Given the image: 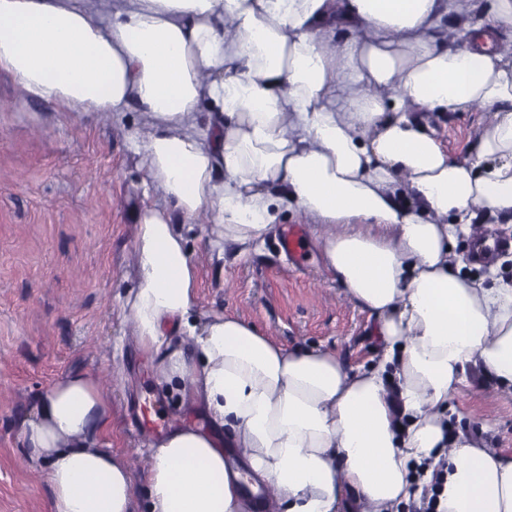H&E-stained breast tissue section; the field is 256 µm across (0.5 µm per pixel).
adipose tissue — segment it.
Instances as JSON below:
<instances>
[{"label":"adipose tissue","mask_w":512,"mask_h":512,"mask_svg":"<svg viewBox=\"0 0 512 512\" xmlns=\"http://www.w3.org/2000/svg\"><path fill=\"white\" fill-rule=\"evenodd\" d=\"M0 0V74L56 113L142 112L132 136L167 203L138 224L119 298L174 411L146 445L143 496L114 454L112 405L70 375L18 426L48 512H512V452L450 405L481 371L512 390V276L453 249L484 215L512 224V0ZM485 108L473 160L435 112ZM323 238L326 269L376 340L351 365L200 310L196 251L264 246L281 208ZM215 224L192 249L183 220Z\"/></svg>","instance_id":"obj_1"}]
</instances>
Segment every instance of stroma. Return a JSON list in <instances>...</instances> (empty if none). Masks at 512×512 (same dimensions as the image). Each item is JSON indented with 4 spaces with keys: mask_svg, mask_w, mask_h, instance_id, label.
I'll return each mask as SVG.
<instances>
[{
    "mask_svg": "<svg viewBox=\"0 0 512 512\" xmlns=\"http://www.w3.org/2000/svg\"><path fill=\"white\" fill-rule=\"evenodd\" d=\"M484 112H443L435 119L442 144L472 158ZM144 130L141 113L121 119L57 115L23 101L0 77V512H46L49 491L39 467L23 462L17 426L35 397L66 375L124 370L112 398V450L136 456L155 430L143 423L145 400L159 397L151 366L133 344L117 348L118 296L133 287L130 258L135 212L160 203L130 147ZM261 253L202 262L201 309H223L276 341L322 347L356 364L375 341L367 314L340 300L323 267V242L293 211H281ZM299 232L301 258L282 238ZM454 397L462 427L491 447L512 451V396L479 399L478 371Z\"/></svg>",
    "mask_w": 512,
    "mask_h": 512,
    "instance_id": "35a3bbf8",
    "label": "stroma"
}]
</instances>
